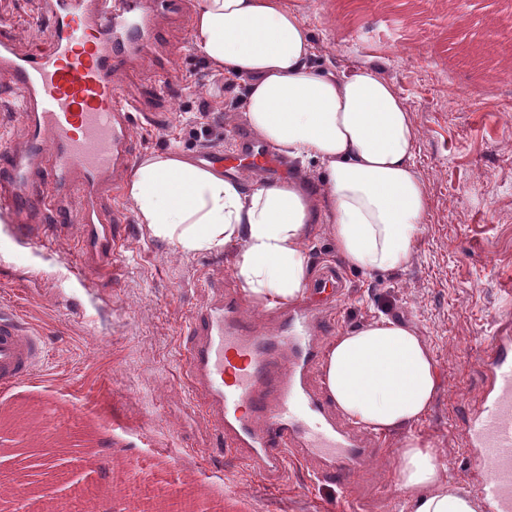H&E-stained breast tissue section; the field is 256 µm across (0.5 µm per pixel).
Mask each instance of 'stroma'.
<instances>
[{
	"label": "stroma",
	"instance_id": "1",
	"mask_svg": "<svg viewBox=\"0 0 512 512\" xmlns=\"http://www.w3.org/2000/svg\"><path fill=\"white\" fill-rule=\"evenodd\" d=\"M316 60L340 71L382 63L419 130L426 222L405 270L342 268L346 291L327 314L330 336L383 314L432 348L438 389L413 433L439 450L445 474L471 484L486 465L466 456L457 415L478 394L475 360L498 320L512 318V0H304ZM19 51L42 38L36 0H0ZM168 73L149 62L123 89L149 120L134 122L137 159L179 147H233L250 128L236 109L243 83L221 86L192 28L159 34ZM171 78L174 92L151 90ZM215 136L195 124L202 103ZM111 204L132 247L111 284L82 276L73 238L34 245L0 215V309L45 338L35 375L0 391V512H42L48 498L78 512H346L340 490L289 466L269 487L218 448L210 420L178 380L183 325L209 296L202 277L237 292L238 249L185 254L148 235L126 195ZM358 475L359 512H412L397 451Z\"/></svg>",
	"mask_w": 512,
	"mask_h": 512
}]
</instances>
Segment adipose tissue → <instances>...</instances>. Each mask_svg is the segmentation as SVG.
Wrapping results in <instances>:
<instances>
[{"mask_svg": "<svg viewBox=\"0 0 512 512\" xmlns=\"http://www.w3.org/2000/svg\"><path fill=\"white\" fill-rule=\"evenodd\" d=\"M194 42L244 83L240 106L252 132L299 167L291 178L247 191L180 153L146 157L126 185L138 223L186 254L243 242L237 276L249 300L266 307L303 299L304 243L316 223L328 226L349 267L405 268L426 219L427 191L415 164L412 112L382 65L370 60L338 72L315 64L300 0H198ZM311 160L319 165L317 196L304 188ZM322 372L350 421L376 433L406 432L399 483L414 512H482L465 484L445 478L437 448L410 433L437 386L423 337L380 317L337 336Z\"/></svg>", "mask_w": 512, "mask_h": 512, "instance_id": "obj_1", "label": "adipose tissue"}]
</instances>
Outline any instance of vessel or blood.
Wrapping results in <instances>:
<instances>
[{"label":"vessel or blood","mask_w":512,"mask_h":512,"mask_svg":"<svg viewBox=\"0 0 512 512\" xmlns=\"http://www.w3.org/2000/svg\"><path fill=\"white\" fill-rule=\"evenodd\" d=\"M46 48L17 52L0 32V89L26 129L22 148L0 151V211L16 234L41 241L75 234L83 269L114 281L129 236L106 200L117 194L136 147L131 126L139 103L116 80L145 58L161 21L189 24L191 0H40ZM202 165L230 177L283 171L270 145L240 137L231 151L201 153ZM80 224H72L73 209ZM337 273L309 286L306 306L278 309L261 332L235 293L212 284L205 307L189 319L180 380L213 423L225 452L266 482L289 461L316 462L322 481L349 491L380 451L364 447L310 378L323 358L325 323L317 312L339 293ZM43 337L0 312V387L33 375ZM479 401L460 419L464 447L487 464L478 492L490 512H512V322L499 321L478 355Z\"/></svg>","instance_id":"b4317fda"}]
</instances>
